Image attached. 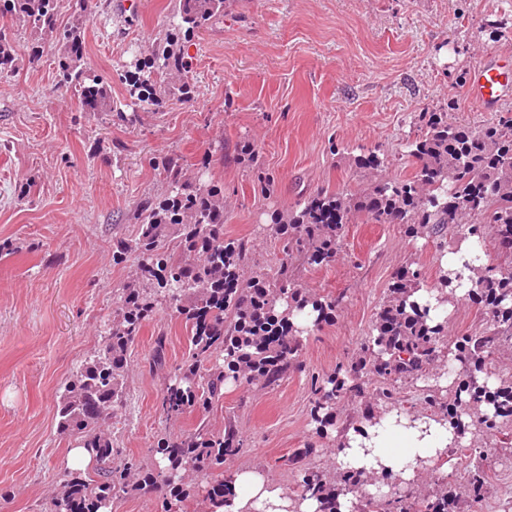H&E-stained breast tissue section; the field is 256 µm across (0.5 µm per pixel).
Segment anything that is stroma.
Segmentation results:
<instances>
[{
    "instance_id": "35a3bbf8",
    "label": "stroma",
    "mask_w": 512,
    "mask_h": 512,
    "mask_svg": "<svg viewBox=\"0 0 512 512\" xmlns=\"http://www.w3.org/2000/svg\"><path fill=\"white\" fill-rule=\"evenodd\" d=\"M58 0L59 22L82 21L84 61L112 79L115 111H79L58 87L62 47L16 16L0 29L16 55L0 76V512H36L59 483L76 441L57 427L65 382L101 344L113 318V293L131 281L134 260L114 262L113 245L135 235L136 204L164 193L155 168L166 157L224 188V234L247 240L244 277L281 262L279 239L260 233L273 211L288 212L319 188L357 191L351 166L360 153L387 155L390 174L416 163L406 142L418 115L444 112L463 124L494 120L466 97L460 75L512 53V0H232L221 23L183 42L192 58L190 97L125 107L134 47H149L171 18L174 0ZM249 144L254 162L239 151ZM274 180L260 193L255 169ZM460 239L408 236L401 224L347 225L339 257L300 271L303 288L343 294L333 321L303 335L296 361L277 386L226 380L206 412L161 419L166 370L153 371V338L168 337L167 364L183 361L186 331L170 312L146 322L130 349L125 405L108 422L116 447L149 463L151 446L198 424L233 429L244 447L224 471L259 470L294 493L301 468L335 469L345 433L375 405L378 384L337 402L324 431L312 420L311 383L363 355L373 315L397 272L411 266L433 291ZM465 443L485 445L488 490L456 512H512V459L498 440L470 429ZM307 449L300 468L287 457Z\"/></svg>"
}]
</instances>
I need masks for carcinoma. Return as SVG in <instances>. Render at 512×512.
<instances>
[{
	"label": "carcinoma",
	"mask_w": 512,
	"mask_h": 512,
	"mask_svg": "<svg viewBox=\"0 0 512 512\" xmlns=\"http://www.w3.org/2000/svg\"><path fill=\"white\" fill-rule=\"evenodd\" d=\"M226 0H175L172 24L151 48L147 61H136L128 83L129 107L150 109L161 95L191 93L189 56L178 34L207 27L224 17ZM18 15L35 32L54 34L63 42L58 58L59 87L77 95L82 112H110V88L85 66L82 23L59 24L56 0H0V16ZM13 45L0 30V73L14 65ZM421 134L407 141L419 162L410 177L388 175L389 160L374 152L353 157L366 182L354 193L321 189L286 215L271 217L268 230L284 239L285 258L274 275L261 272L240 280L250 260L243 239L224 238V188L194 184L178 160L158 164L167 184L161 198L136 205L137 235L117 241L112 258L138 262L137 280L115 292L116 315L107 325L96 354L64 384L57 405L58 428L81 439L93 458L87 471L64 469L59 490L40 503L39 512H112L127 496L165 493L166 512L192 494L187 477L211 478L208 501L234 495L232 482L214 470L235 457L240 442L233 430L210 431L200 424L176 439L160 438L153 459L144 466L122 457L103 425L127 400L129 350L144 323L165 306L182 319L187 356L169 375L159 401L161 415L179 418L206 411L224 395L231 376L276 382L301 349V335L332 318L339 298L312 294L298 287V266L320 265L338 253L346 225L363 217L372 224H403L405 233L439 238L455 228L476 251H486L487 230L497 249L495 264L470 270L467 296L488 317L480 332L454 342L448 359V390L426 388L429 405L466 434L480 426L490 435L512 433V376L491 378L487 361L506 342L512 343V112L479 125L454 124L446 112L419 114ZM440 290L453 295L463 287L462 274L439 270ZM420 290L416 274L402 270L375 313L366 352L315 389L313 420L323 429L333 419L343 392L359 393L369 374L383 380L380 397L398 412L391 382L428 379L429 367L442 360L448 313L440 320L430 305L413 300ZM167 337L154 339L150 367L166 366ZM488 483L483 455L471 449L462 491L440 483L433 495L410 499L390 487L379 497L360 502L363 512H455L458 494L478 503ZM363 473L340 468L336 476L304 474L299 496L318 502V512H337L336 486L356 494Z\"/></svg>",
	"instance_id": "obj_1"
}]
</instances>
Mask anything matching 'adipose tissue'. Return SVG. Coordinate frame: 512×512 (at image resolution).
I'll return each mask as SVG.
<instances>
[{"instance_id":"ef3b65f1","label":"adipose tissue","mask_w":512,"mask_h":512,"mask_svg":"<svg viewBox=\"0 0 512 512\" xmlns=\"http://www.w3.org/2000/svg\"><path fill=\"white\" fill-rule=\"evenodd\" d=\"M393 416L366 426L364 434L344 437L346 447L338 463L364 474L390 472L402 482H412L423 466L447 459V448L455 439L448 421L424 417L416 427L394 426ZM236 495L229 504H217L214 512H317L312 499L295 500L278 486L252 470H243L234 478Z\"/></svg>"}]
</instances>
